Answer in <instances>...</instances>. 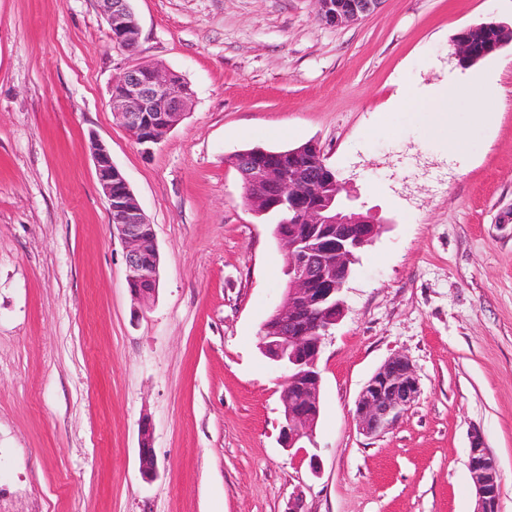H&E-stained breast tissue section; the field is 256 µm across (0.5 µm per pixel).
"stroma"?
Wrapping results in <instances>:
<instances>
[{
	"mask_svg": "<svg viewBox=\"0 0 512 512\" xmlns=\"http://www.w3.org/2000/svg\"><path fill=\"white\" fill-rule=\"evenodd\" d=\"M136 57L97 0H0V512H474L480 430L512 512V42L468 68L463 28L512 29V0H383L346 26L314 0H132ZM157 63L194 93L155 145L109 106L120 69ZM481 77L498 113L425 138L397 95ZM152 224L154 297L132 295L91 137ZM314 140L382 221L320 355L312 444L279 442L283 371L259 349L286 255L229 159ZM421 393L360 433L355 400L391 356ZM157 475L139 469V423ZM320 461L312 472L311 458Z\"/></svg>",
	"mask_w": 512,
	"mask_h": 512,
	"instance_id": "obj_1",
	"label": "stroma"
}]
</instances>
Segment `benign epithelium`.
<instances>
[{"mask_svg":"<svg viewBox=\"0 0 512 512\" xmlns=\"http://www.w3.org/2000/svg\"><path fill=\"white\" fill-rule=\"evenodd\" d=\"M109 26L113 47L129 55L136 53L140 27L130 0H98ZM382 0H315L319 20L340 27L358 21L378 9ZM506 45V41L477 56L470 43L454 42L455 57L476 63ZM192 100L190 88L169 70L139 64L124 69L115 78L110 102L112 112L129 135L140 145L150 146L186 116ZM91 150L98 182L108 200L112 230L125 243L126 280L131 293L146 300L155 295L159 284L160 256L157 246L145 249V239L155 238L129 184L112 162L106 145L94 138ZM305 157L326 166L316 141L288 150L291 163L283 167L275 153L265 149L243 152L231 158L232 166L244 180L245 194L260 196L268 209L292 214L278 225L276 236L288 243L286 276L281 304L261 327L259 348L286 372L281 389L284 406L280 443L285 448H302L313 438L321 405V374L317 369L324 341L345 313L341 298L348 261L353 254L373 242L380 225L369 215L333 221L325 212L344 202L342 183L333 176L317 180L306 168L293 163ZM310 235L302 237L298 225ZM421 391L420 379L410 360L396 355L386 360L365 383L355 401V420L366 436L392 428L413 405ZM139 465L151 478L157 473L151 422L139 425ZM468 469L476 496V512H500V479L496 462L478 430L470 436Z\"/></svg>","mask_w":512,"mask_h":512,"instance_id":"7a95c632","label":"benign epithelium"}]
</instances>
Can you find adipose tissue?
Wrapping results in <instances>:
<instances>
[{"mask_svg": "<svg viewBox=\"0 0 512 512\" xmlns=\"http://www.w3.org/2000/svg\"><path fill=\"white\" fill-rule=\"evenodd\" d=\"M466 99L486 110L495 104L491 97L474 92L456 81L447 82L432 96L412 102L423 134L442 142L452 153L464 151L467 147V133L454 119L456 108Z\"/></svg>", "mask_w": 512, "mask_h": 512, "instance_id": "obj_1", "label": "adipose tissue"}]
</instances>
